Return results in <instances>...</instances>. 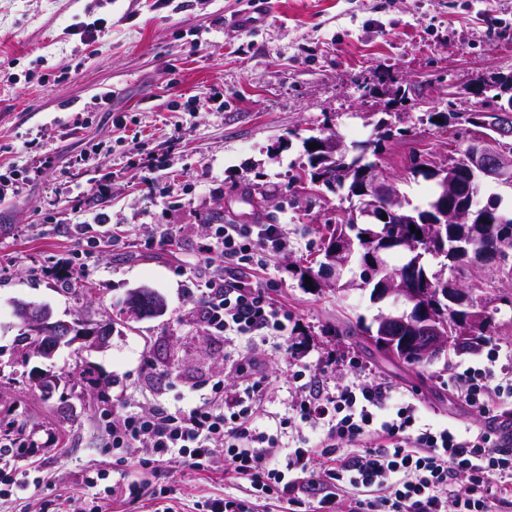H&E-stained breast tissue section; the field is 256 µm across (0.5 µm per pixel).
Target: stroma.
Segmentation results:
<instances>
[{
  "mask_svg": "<svg viewBox=\"0 0 512 512\" xmlns=\"http://www.w3.org/2000/svg\"><path fill=\"white\" fill-rule=\"evenodd\" d=\"M248 0H0V173L21 179L0 199V424L26 445L9 464L24 486L0 512H66L100 498L105 512H196L213 497H244L248 480H226L224 454L211 469L154 462L149 449L113 450L101 425L119 398L137 412L185 404L224 373L225 360L253 354L267 377L261 417L284 416L299 393L290 370H325L331 381L359 363L414 399L424 422L479 429L486 418L448 386L458 367L512 353V280L480 265L467 284L491 300L494 334L484 352L419 367L378 352L353 326L373 325L406 302L370 289H310L302 272L335 223L345 191L292 183L307 163L303 142L326 129L346 144L366 140L384 117L403 137L376 163L413 206L430 184L408 178L412 150L447 157L465 131L438 128L424 113L489 108L473 95L512 75V0H267L252 28L236 25ZM106 23L83 44L74 23ZM408 95L403 115L389 90ZM275 224L287 246L268 252L257 281L287 310L286 343L253 342L207 327L190 291L192 264L224 273L213 221ZM101 245L75 250L73 228ZM81 266L92 291L75 295L58 273ZM147 287L166 301L160 317L128 316L127 294ZM18 301L48 305L56 318L111 323L106 346L60 345L51 357L17 348ZM87 376H78V369ZM59 379L52 392L30 377ZM147 490L134 498L128 482Z\"/></svg>",
  "mask_w": 512,
  "mask_h": 512,
  "instance_id": "35a3bbf8",
  "label": "stroma"
}]
</instances>
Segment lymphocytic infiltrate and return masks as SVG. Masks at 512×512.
I'll return each mask as SVG.
<instances>
[{
  "mask_svg": "<svg viewBox=\"0 0 512 512\" xmlns=\"http://www.w3.org/2000/svg\"><path fill=\"white\" fill-rule=\"evenodd\" d=\"M215 239L227 275L201 283L204 320L228 336L287 339V312L251 274L259 252L284 248L277 225L220 224ZM229 370L235 383L216 381L187 406L156 403L113 417L112 448L145 447L156 461L195 470L207 469L214 450L223 449L227 474L249 479L258 495H276L288 512H301L313 495L323 512H512V446L493 426L420 423L414 403L391 404L387 383L365 382L355 369L332 390L303 372L290 374L304 393L271 429L256 417L268 398L256 359L238 354ZM453 379L469 406L512 424L511 370L498 379L470 367ZM387 404L389 419L377 421L376 409ZM305 425L323 429L318 443L302 436L297 446L280 448L278 431ZM316 451L327 461L320 473L311 467Z\"/></svg>",
  "mask_w": 512,
  "mask_h": 512,
  "instance_id": "f902f5d3",
  "label": "lymphocytic infiltrate"
}]
</instances>
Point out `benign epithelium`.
<instances>
[{"mask_svg":"<svg viewBox=\"0 0 512 512\" xmlns=\"http://www.w3.org/2000/svg\"><path fill=\"white\" fill-rule=\"evenodd\" d=\"M499 88L502 94L497 96V105L489 110L478 108L470 111L475 126L471 127L472 136L465 150L464 164L471 176L477 175L484 182L512 188V96L503 98L504 94L512 91V79L500 78ZM312 142L318 144L312 152L326 157H335L347 150L344 139L334 130L323 133ZM431 173L442 180V185L439 205L429 223L446 224L459 218L460 213L448 210V181L443 179L444 169L440 168V163H435ZM360 202L362 216L375 224L397 223L395 211L403 208L392 186L385 182L380 183L375 196L362 198ZM436 232L435 228L428 234L423 232L419 235L395 231L386 237V244L390 249L403 247L416 251L419 249L418 240H424ZM350 251L347 240L333 239L318 254L320 271L332 277L335 284L347 267ZM380 293L385 298L409 299L416 296L421 300L419 306L402 315H387L379 319L376 333L369 337V341L389 356L398 359L406 357L427 366L448 355V344L452 341L461 351L475 353L479 350L481 341L466 328L460 329L453 338L446 336L443 325L433 312L437 299L443 296L454 305L467 306L466 321L486 319L487 311L483 303L473 299L467 289L410 288L405 279L399 282L384 279ZM147 307L156 316L166 312L163 300L151 291L138 289L129 293L127 308L130 314L141 316ZM16 315L35 336V340L28 341V344L44 356L52 355L63 341L71 344L82 340L94 346H103L111 335L107 329L90 328L78 319L53 322L52 313L46 306L36 307L19 302L16 304Z\"/></svg>","mask_w":512,"mask_h":512,"instance_id":"1","label":"benign epithelium"}]
</instances>
